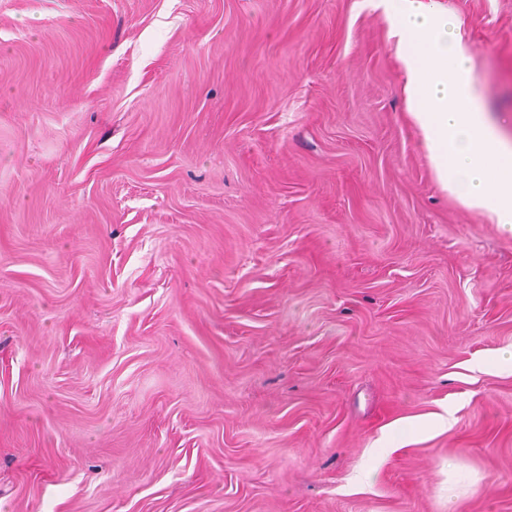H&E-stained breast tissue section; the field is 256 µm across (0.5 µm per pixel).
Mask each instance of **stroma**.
I'll use <instances>...</instances> for the list:
<instances>
[{"mask_svg":"<svg viewBox=\"0 0 512 512\" xmlns=\"http://www.w3.org/2000/svg\"><path fill=\"white\" fill-rule=\"evenodd\" d=\"M401 83L372 0H0V512H512V232Z\"/></svg>","mask_w":512,"mask_h":512,"instance_id":"obj_1","label":"stroma"}]
</instances>
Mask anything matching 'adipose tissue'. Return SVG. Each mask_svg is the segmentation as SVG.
Returning a JSON list of instances; mask_svg holds the SVG:
<instances>
[{
  "label": "adipose tissue",
  "instance_id": "adipose-tissue-1",
  "mask_svg": "<svg viewBox=\"0 0 512 512\" xmlns=\"http://www.w3.org/2000/svg\"><path fill=\"white\" fill-rule=\"evenodd\" d=\"M405 74L408 116L441 190L512 231V145L484 111L439 0H377Z\"/></svg>",
  "mask_w": 512,
  "mask_h": 512
}]
</instances>
